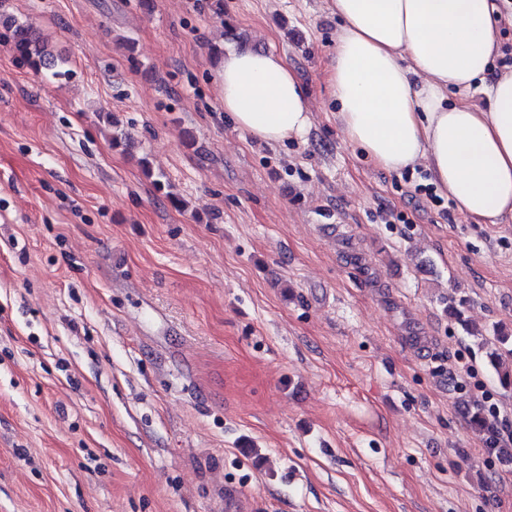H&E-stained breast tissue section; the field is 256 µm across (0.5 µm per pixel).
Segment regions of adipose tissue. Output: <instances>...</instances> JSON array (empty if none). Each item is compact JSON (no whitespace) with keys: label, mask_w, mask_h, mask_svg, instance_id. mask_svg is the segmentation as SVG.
Masks as SVG:
<instances>
[{"label":"adipose tissue","mask_w":512,"mask_h":512,"mask_svg":"<svg viewBox=\"0 0 512 512\" xmlns=\"http://www.w3.org/2000/svg\"><path fill=\"white\" fill-rule=\"evenodd\" d=\"M340 20L324 70L346 140L389 173L416 166L477 224L512 222V71L494 74L501 17L492 0H328ZM217 81L224 110L276 145L311 129L287 60L230 49ZM457 100H449V91Z\"/></svg>","instance_id":"ef3b65f1"}]
</instances>
